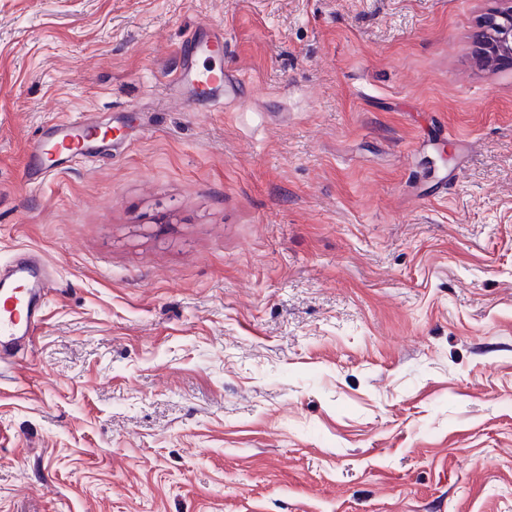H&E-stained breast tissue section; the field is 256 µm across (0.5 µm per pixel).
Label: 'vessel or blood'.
I'll use <instances>...</instances> for the list:
<instances>
[{
    "instance_id": "obj_1",
    "label": "vessel or blood",
    "mask_w": 512,
    "mask_h": 512,
    "mask_svg": "<svg viewBox=\"0 0 512 512\" xmlns=\"http://www.w3.org/2000/svg\"><path fill=\"white\" fill-rule=\"evenodd\" d=\"M175 80L208 91L220 86L224 75L198 71L187 56L182 58ZM99 136L97 124L83 114L50 122L30 147L29 169L39 177H47L55 168L54 163L45 160L49 147L58 148L60 158L74 160L89 156L90 143ZM52 281L50 270L38 257L13 262L8 281L0 284V353L7 352L18 338L32 335L41 299Z\"/></svg>"
}]
</instances>
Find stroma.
<instances>
[{
    "instance_id": "1",
    "label": "stroma",
    "mask_w": 512,
    "mask_h": 512,
    "mask_svg": "<svg viewBox=\"0 0 512 512\" xmlns=\"http://www.w3.org/2000/svg\"><path fill=\"white\" fill-rule=\"evenodd\" d=\"M500 5L0 0V267L54 272L0 357V512H512ZM81 112L125 149L30 181ZM501 1L504 6L494 10L483 22L480 61L485 65L512 62V1ZM175 81L181 83H193L197 88L203 91H209L213 87H219L224 81V75L221 71L215 72L207 70L206 72H199L194 64L192 57L183 56L181 59L180 67L176 70Z\"/></svg>"
}]
</instances>
